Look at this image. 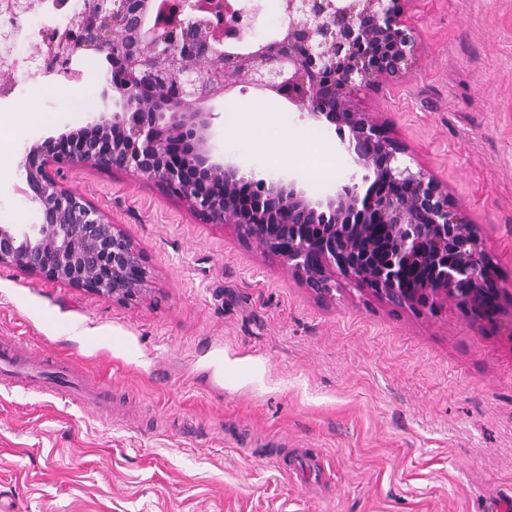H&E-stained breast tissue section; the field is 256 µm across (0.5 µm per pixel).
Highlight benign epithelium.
I'll use <instances>...</instances> for the list:
<instances>
[{
	"label": "benign epithelium",
	"instance_id": "benign-epithelium-1",
	"mask_svg": "<svg viewBox=\"0 0 512 512\" xmlns=\"http://www.w3.org/2000/svg\"><path fill=\"white\" fill-rule=\"evenodd\" d=\"M402 2L280 0L279 32L254 44L245 34L261 6L239 0H97L49 29L38 73L70 78L76 60L103 55L118 111L25 149L19 171L37 222L0 224V267L119 302L143 293L142 252L65 183V170L89 166L153 179L207 222L231 221L321 296L340 274L388 306L450 298L495 322L501 288L479 225L447 184L402 165L406 145L354 102L359 88L407 70L417 43ZM248 87L337 134L348 169L333 192L213 158L201 105Z\"/></svg>",
	"mask_w": 512,
	"mask_h": 512
}]
</instances>
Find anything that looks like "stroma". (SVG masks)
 Here are the masks:
<instances>
[{"instance_id": "stroma-1", "label": "stroma", "mask_w": 512, "mask_h": 512, "mask_svg": "<svg viewBox=\"0 0 512 512\" xmlns=\"http://www.w3.org/2000/svg\"><path fill=\"white\" fill-rule=\"evenodd\" d=\"M407 74L359 108L446 182L480 224L502 291L496 323L456 302L388 307L351 281L321 299L233 225L156 181L74 167L67 184L142 251L151 278L123 303L0 268V342L69 361L112 406L0 386V496L13 512H488L512 504V0H406ZM70 105L14 73L0 100V224L34 223L27 146L111 111L104 57L76 65ZM248 89L206 104L215 158L325 191L346 163L334 132L279 163V129L227 131ZM54 118L42 122V115Z\"/></svg>"}]
</instances>
